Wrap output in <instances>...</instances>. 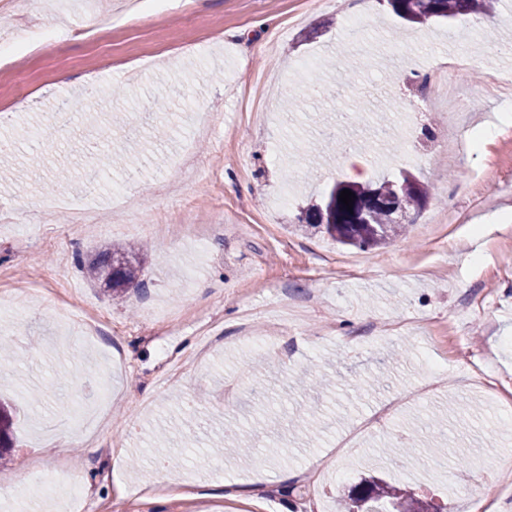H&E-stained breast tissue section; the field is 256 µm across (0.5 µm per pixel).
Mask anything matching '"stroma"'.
<instances>
[{
    "label": "stroma",
    "instance_id": "stroma-1",
    "mask_svg": "<svg viewBox=\"0 0 512 512\" xmlns=\"http://www.w3.org/2000/svg\"><path fill=\"white\" fill-rule=\"evenodd\" d=\"M154 16L135 0H6L0 43V336L15 354L0 394L18 444L0 465L6 512H246L256 503L336 512L370 474L454 512L512 491V96L484 89L512 70V9L490 20L408 26L366 0H192ZM68 35L39 41L47 27ZM266 78L259 115L247 75ZM482 91L449 112L438 91ZM296 104L287 108V93ZM66 106L82 116L52 130ZM112 126V167L83 192L81 159ZM433 128L434 140L423 131ZM491 137H484L485 128ZM49 130L40 164L29 136ZM466 157L451 161L437 143ZM141 146L128 179L121 149ZM371 178L408 171L431 196L406 236L344 246L293 220L337 179L344 150ZM71 181L56 186L60 167ZM125 191L117 200L115 190ZM165 217L180 235L137 234ZM137 243L139 287L114 297L77 259ZM305 311L257 349L273 317ZM105 316L91 343L88 314ZM49 396L34 392L52 379ZM447 413L435 441L419 419ZM228 428L250 458L203 467ZM404 448L397 466L388 448ZM185 481L171 484L165 456ZM82 472L87 497L30 500L44 471ZM296 472L284 487L282 472ZM255 486L228 499L225 483Z\"/></svg>",
    "mask_w": 512,
    "mask_h": 512
}]
</instances>
